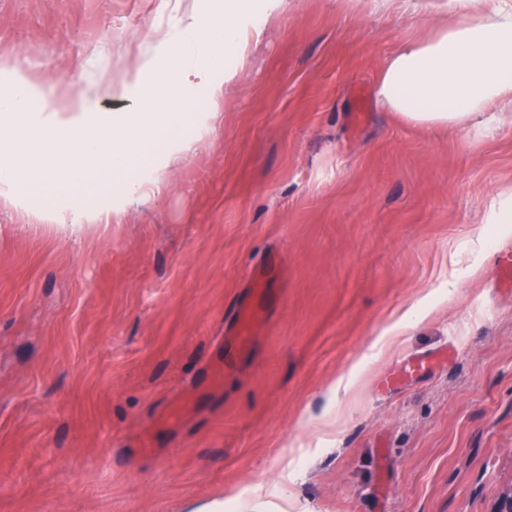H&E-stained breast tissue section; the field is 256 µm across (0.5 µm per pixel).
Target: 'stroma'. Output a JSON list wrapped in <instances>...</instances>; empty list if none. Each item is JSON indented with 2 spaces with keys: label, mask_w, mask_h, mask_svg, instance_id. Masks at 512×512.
I'll use <instances>...</instances> for the list:
<instances>
[{
  "label": "stroma",
  "mask_w": 512,
  "mask_h": 512,
  "mask_svg": "<svg viewBox=\"0 0 512 512\" xmlns=\"http://www.w3.org/2000/svg\"><path fill=\"white\" fill-rule=\"evenodd\" d=\"M176 2L0 0V58L116 111L107 76ZM451 18L291 0L120 223L75 246L0 211V512H492L512 491V112L413 126L376 98L388 55Z\"/></svg>",
  "instance_id": "1"
}]
</instances>
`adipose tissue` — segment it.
<instances>
[{
	"mask_svg": "<svg viewBox=\"0 0 512 512\" xmlns=\"http://www.w3.org/2000/svg\"><path fill=\"white\" fill-rule=\"evenodd\" d=\"M458 18L427 40H409L379 74L377 101L414 126L481 124L486 113L512 108V8L475 15L478 0H451ZM288 0H200L185 9L159 41L112 81L122 112H97L65 94L33 110L36 88L18 81L0 93V210L28 215L32 227L80 243L86 226H109L124 209L115 195L151 197L167 171L208 136L228 87L245 63L263 19ZM165 137L145 177L124 180L139 151ZM83 186L82 205L32 206L28 187L63 191Z\"/></svg>",
	"mask_w": 512,
	"mask_h": 512,
	"instance_id": "ef3b65f1",
	"label": "adipose tissue"
}]
</instances>
